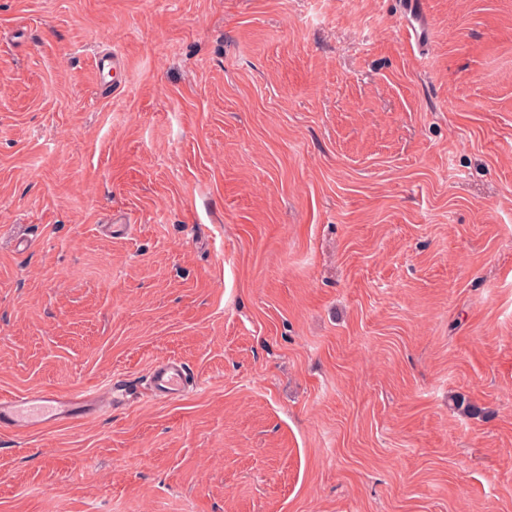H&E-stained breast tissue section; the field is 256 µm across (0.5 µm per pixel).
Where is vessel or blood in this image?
Returning a JSON list of instances; mask_svg holds the SVG:
<instances>
[{
    "label": "vessel or blood",
    "mask_w": 512,
    "mask_h": 512,
    "mask_svg": "<svg viewBox=\"0 0 512 512\" xmlns=\"http://www.w3.org/2000/svg\"><path fill=\"white\" fill-rule=\"evenodd\" d=\"M405 12L415 22L408 31L411 41H420L426 24L423 0H405ZM189 371L182 362L167 359L150 369L151 390L155 397L175 399L186 389ZM110 388L89 387L70 394L31 391L20 395L0 396V429L31 433L51 425L66 424L102 412Z\"/></svg>",
    "instance_id": "vessel-or-blood-1"
}]
</instances>
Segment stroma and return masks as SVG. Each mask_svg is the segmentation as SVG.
I'll use <instances>...</instances> for the list:
<instances>
[{
  "instance_id": "obj_1",
  "label": "stroma",
  "mask_w": 512,
  "mask_h": 512,
  "mask_svg": "<svg viewBox=\"0 0 512 512\" xmlns=\"http://www.w3.org/2000/svg\"><path fill=\"white\" fill-rule=\"evenodd\" d=\"M425 2L0 0V394L123 391L0 512H512V0ZM404 4L406 14L418 24V28L411 25L408 29L409 41L411 44L413 41L414 43L419 42L427 20L424 2L422 0H405ZM189 371L177 359H167L153 365L150 369L151 390L155 397L175 399L186 389Z\"/></svg>"
}]
</instances>
